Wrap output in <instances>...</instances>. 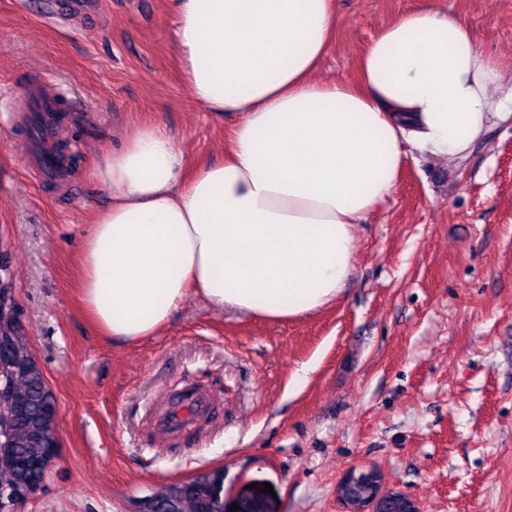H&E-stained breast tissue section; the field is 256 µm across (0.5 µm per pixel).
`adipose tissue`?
Listing matches in <instances>:
<instances>
[{
  "instance_id": "ef3b65f1",
  "label": "adipose tissue",
  "mask_w": 512,
  "mask_h": 512,
  "mask_svg": "<svg viewBox=\"0 0 512 512\" xmlns=\"http://www.w3.org/2000/svg\"><path fill=\"white\" fill-rule=\"evenodd\" d=\"M170 8L196 102L238 121L223 162L192 171L157 123L107 156L112 201L82 242L80 298L108 340L157 335L192 295L273 321L333 305L354 226L393 192L410 151L467 158L507 103L499 63L451 14H404L354 81L327 83L315 72L334 0Z\"/></svg>"
}]
</instances>
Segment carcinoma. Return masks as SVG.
Here are the masks:
<instances>
[{
    "label": "carcinoma",
    "instance_id": "carcinoma-1",
    "mask_svg": "<svg viewBox=\"0 0 512 512\" xmlns=\"http://www.w3.org/2000/svg\"><path fill=\"white\" fill-rule=\"evenodd\" d=\"M20 365L13 377V389L19 415L12 431L15 456L26 461L17 466L0 464V488H18L33 483L34 464L45 454V440L57 433V419L47 410L46 378L41 369L31 366L32 350L25 336L14 346ZM224 472L215 471L202 480H194L180 487H167L149 496L152 512H222Z\"/></svg>",
    "mask_w": 512,
    "mask_h": 512
}]
</instances>
